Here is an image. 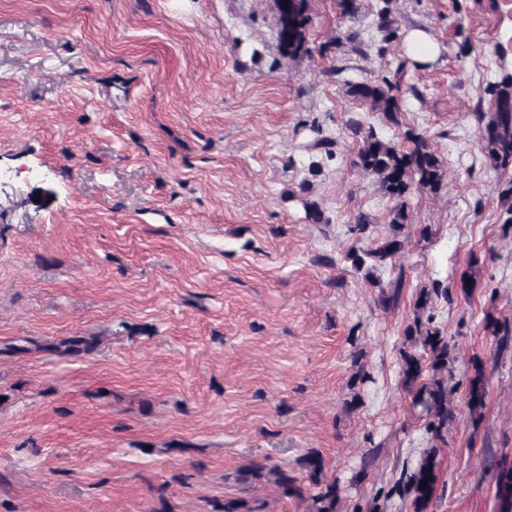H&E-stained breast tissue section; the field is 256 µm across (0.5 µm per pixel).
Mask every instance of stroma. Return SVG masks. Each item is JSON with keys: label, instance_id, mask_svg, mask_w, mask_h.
Returning <instances> with one entry per match:
<instances>
[{"label": "stroma", "instance_id": "obj_1", "mask_svg": "<svg viewBox=\"0 0 512 512\" xmlns=\"http://www.w3.org/2000/svg\"><path fill=\"white\" fill-rule=\"evenodd\" d=\"M310 3V52L291 61L274 0H0V512L240 497L308 512L234 474L263 458L296 470L311 450L343 489L337 512H412L392 488L430 447V512H497L486 469L512 457V348L485 318L512 325V226L476 114L512 72V0H391L388 31L380 0ZM413 28L438 43L434 63L405 55ZM383 79L397 127L349 93ZM353 118L397 143L423 134L445 172L412 189L403 250L374 284L347 255L389 234L395 202L358 166ZM318 139L334 156L313 173ZM436 281L447 296L417 310ZM419 319L457 354L439 445L399 370ZM71 336L97 347L52 352ZM473 373L469 380V387L466 394V407L469 415L474 418H480L485 408L487 396L486 372L484 362L478 357L473 360Z\"/></svg>", "mask_w": 512, "mask_h": 512}]
</instances>
